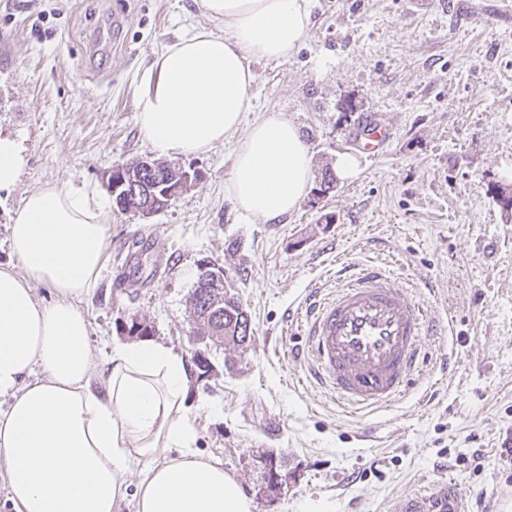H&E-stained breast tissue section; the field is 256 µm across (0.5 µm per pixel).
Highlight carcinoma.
Instances as JSON below:
<instances>
[{"instance_id":"cac0c4a2","label":"carcinoma","mask_w":512,"mask_h":512,"mask_svg":"<svg viewBox=\"0 0 512 512\" xmlns=\"http://www.w3.org/2000/svg\"><path fill=\"white\" fill-rule=\"evenodd\" d=\"M190 310L197 335L222 344H243L252 335L250 318L241 301L224 293L222 288H193L189 296ZM124 331L129 336H151L153 326L136 317L127 320Z\"/></svg>"}]
</instances>
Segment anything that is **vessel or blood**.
<instances>
[{"mask_svg":"<svg viewBox=\"0 0 512 512\" xmlns=\"http://www.w3.org/2000/svg\"><path fill=\"white\" fill-rule=\"evenodd\" d=\"M390 139L386 127L370 121L356 144L373 157ZM288 322L303 331L310 377L353 414L401 396L425 359L424 337L438 333L419 296L378 264L354 266L330 294L310 291ZM399 512H463V500L448 482L437 493L404 498Z\"/></svg>","mask_w":512,"mask_h":512,"instance_id":"1","label":"vessel or blood"}]
</instances>
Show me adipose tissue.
Returning a JSON list of instances; mask_svg holds the SVG:
<instances>
[{"label": "adipose tissue", "instance_id": "obj_1", "mask_svg": "<svg viewBox=\"0 0 512 512\" xmlns=\"http://www.w3.org/2000/svg\"><path fill=\"white\" fill-rule=\"evenodd\" d=\"M312 0H200L214 29L166 46L151 62L136 113L160 156L206 152L231 133L226 189L247 216L276 223L312 177L298 127L252 109V62L288 58L311 22ZM107 228L78 192H31L9 226L18 268L0 267V462L17 512H118L137 473L135 512H253L222 462L195 447L185 414L189 369L161 342L93 354L80 303L96 283ZM50 288L43 304L34 289Z\"/></svg>", "mask_w": 512, "mask_h": 512}]
</instances>
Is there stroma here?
<instances>
[{"instance_id":"obj_1","label":"stroma","mask_w":512,"mask_h":512,"mask_svg":"<svg viewBox=\"0 0 512 512\" xmlns=\"http://www.w3.org/2000/svg\"><path fill=\"white\" fill-rule=\"evenodd\" d=\"M471 18L435 0H313L298 52L253 63L255 113L297 124L314 168L348 153L352 176L305 196L276 224L243 214L225 186L235 137L169 164L199 178L158 214L118 210L104 184L113 164L151 155L136 112L146 70L165 46L208 20L200 0H0V130L27 166L0 192V265L15 264L8 226L47 184L103 207L107 245L81 302L90 346L106 355L136 316L209 377L192 378L196 447L220 459L254 512H393L400 500L455 481L466 512H512V218L494 199L512 186V16L474 0ZM387 125L379 156L358 153L344 99ZM382 260L414 287L447 337L400 399L352 417L295 358L288 308L338 283L340 263ZM223 267L253 334L247 347L194 336L188 297L198 268ZM449 367H441L443 356ZM289 474L263 496L251 457Z\"/></svg>"}]
</instances>
